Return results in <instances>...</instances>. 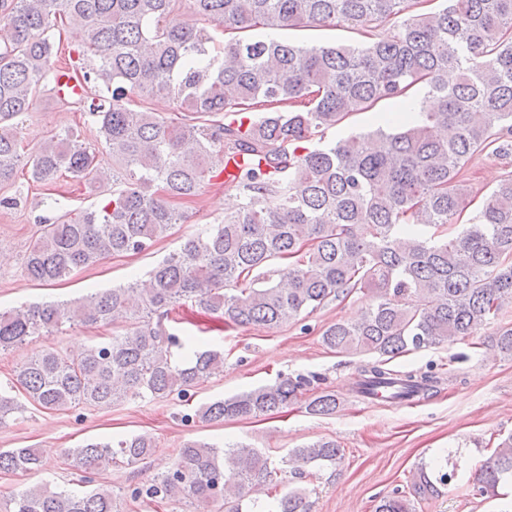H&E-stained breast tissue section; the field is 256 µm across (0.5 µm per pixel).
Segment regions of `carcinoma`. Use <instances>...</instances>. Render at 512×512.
I'll use <instances>...</instances> for the list:
<instances>
[{
	"mask_svg": "<svg viewBox=\"0 0 512 512\" xmlns=\"http://www.w3.org/2000/svg\"><path fill=\"white\" fill-rule=\"evenodd\" d=\"M418 0H0V185L22 160L15 119L29 111L47 81L70 72L77 100L98 126L95 141L74 130L52 135L29 158L31 178L61 173L108 197L102 204L43 220L28 252L32 279L53 283L102 259L139 253L168 236L185 214L174 204L212 179L204 164L214 148L236 165L224 189L239 204L224 221L188 237L146 280L96 291L76 301L0 311V351H21L69 325L117 324L125 333L86 349L78 359L44 348L15 368L25 401L0 392V425L25 410L108 408L149 396L187 392L224 372V353L166 329L170 307L192 302L238 326L274 328L325 302L360 291L370 301L353 322L322 333L337 353L389 360L474 335L512 304V175L483 199L455 235L471 203L464 175L477 153H512V0H446L415 13ZM204 25L183 20L184 9ZM392 31L363 48L300 46L251 38L257 28L342 27L367 33L392 18ZM82 26L88 42L63 63L52 31L57 21ZM227 34L215 44L209 27ZM427 88L420 117L401 114L366 136L323 149L311 144L352 114ZM163 98L182 113L174 123L135 98ZM261 110L253 119L247 112ZM234 116L224 122V113ZM112 156V170L98 156ZM293 261L287 288L273 281L272 262ZM499 352L512 358V328L498 331ZM436 376L363 367L358 392L381 386L396 398L430 396ZM311 379L283 376L271 385L200 407L202 422L272 415L297 404ZM322 391L315 415L336 412ZM152 448L147 434L70 448L72 469L94 474L130 466ZM342 448L321 439L289 453L294 470L334 466ZM43 465L33 448L0 450V471ZM277 468L248 445L216 448L190 442L167 469L119 498L112 489L55 491L46 485L0 499V512H124L127 501L156 508L178 500L187 512L219 505L243 512L253 495H272ZM420 471L415 494L436 484ZM512 484V433L475 476L480 496ZM305 488L278 498L277 512H308ZM375 512H413L396 491Z\"/></svg>",
	"mask_w": 512,
	"mask_h": 512,
	"instance_id": "cac0c4a2",
	"label": "carcinoma"
}]
</instances>
